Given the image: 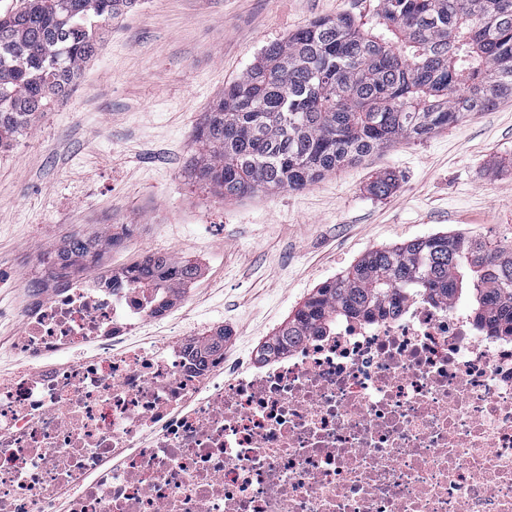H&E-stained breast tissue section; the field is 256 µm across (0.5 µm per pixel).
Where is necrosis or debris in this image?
I'll list each match as a JSON object with an SVG mask.
<instances>
[{"label": "necrosis or debris", "instance_id": "1", "mask_svg": "<svg viewBox=\"0 0 512 512\" xmlns=\"http://www.w3.org/2000/svg\"><path fill=\"white\" fill-rule=\"evenodd\" d=\"M161 289L41 270L0 360V512H512V339L405 297L240 367Z\"/></svg>", "mask_w": 512, "mask_h": 512}]
</instances>
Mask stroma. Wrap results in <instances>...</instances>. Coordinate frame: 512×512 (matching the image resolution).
<instances>
[{
    "label": "stroma",
    "instance_id": "35a3bbf8",
    "mask_svg": "<svg viewBox=\"0 0 512 512\" xmlns=\"http://www.w3.org/2000/svg\"><path fill=\"white\" fill-rule=\"evenodd\" d=\"M377 0H137L67 96L0 153V306L19 304L49 248L134 227L83 276L157 251L199 274L166 333L211 319L224 352L274 335L367 251L439 232L512 246V99L364 157L305 189L224 200L189 176L195 130L269 43L319 18L371 21ZM394 172L383 199L368 186Z\"/></svg>",
    "mask_w": 512,
    "mask_h": 512
}]
</instances>
